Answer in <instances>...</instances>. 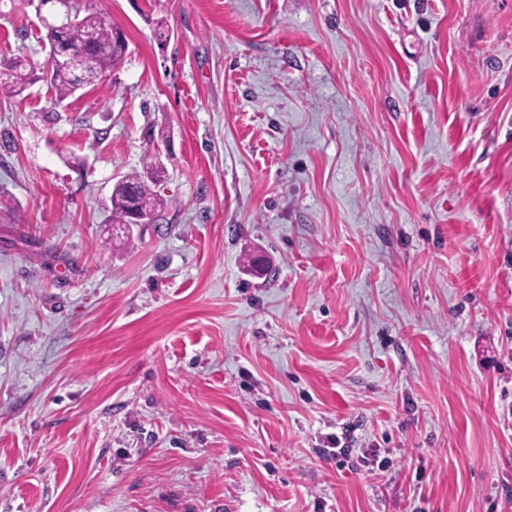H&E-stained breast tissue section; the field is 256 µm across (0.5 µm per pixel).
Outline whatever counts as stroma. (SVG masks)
I'll return each instance as SVG.
<instances>
[{
  "label": "stroma",
  "mask_w": 512,
  "mask_h": 512,
  "mask_svg": "<svg viewBox=\"0 0 512 512\" xmlns=\"http://www.w3.org/2000/svg\"><path fill=\"white\" fill-rule=\"evenodd\" d=\"M77 7L119 67L0 98V512H512V0ZM143 168L145 175L141 173L126 175L115 184L105 224H126L129 211L132 208L151 214L156 222V214L164 208L165 200L154 189L164 173L163 167L158 169V156L155 148L147 154ZM129 188L134 191L131 198L127 193ZM131 225L126 224L125 227L129 228Z\"/></svg>",
  "instance_id": "obj_1"
}]
</instances>
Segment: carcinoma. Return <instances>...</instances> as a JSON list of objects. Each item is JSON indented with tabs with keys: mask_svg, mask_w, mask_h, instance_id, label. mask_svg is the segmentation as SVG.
<instances>
[{
	"mask_svg": "<svg viewBox=\"0 0 512 512\" xmlns=\"http://www.w3.org/2000/svg\"><path fill=\"white\" fill-rule=\"evenodd\" d=\"M44 38L47 43L61 50L70 48L78 52L81 60L73 65L64 63L39 72L27 67L20 59L11 61L0 68L1 96H20L29 87L42 81L54 90L57 101L62 102L73 96L80 86L95 87L102 84L107 73L124 58L128 49L123 31L94 11L78 15V22L67 29L45 31ZM163 173L164 170L158 168L156 151L149 152L144 163V173L127 175L115 184L105 223H127L129 211L133 208L153 216L161 211L165 200L155 187Z\"/></svg>",
	"mask_w": 512,
	"mask_h": 512,
	"instance_id": "cac0c4a2",
	"label": "carcinoma"
}]
</instances>
